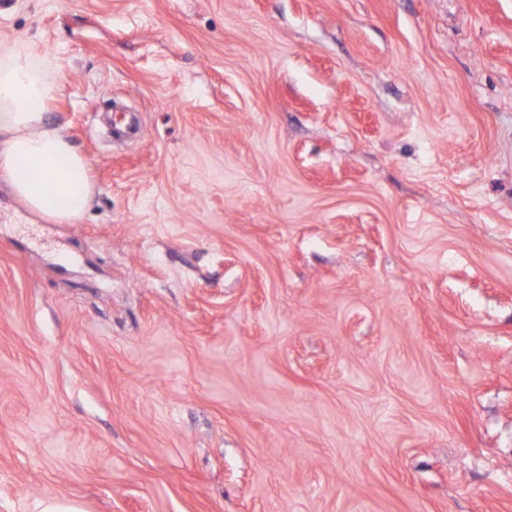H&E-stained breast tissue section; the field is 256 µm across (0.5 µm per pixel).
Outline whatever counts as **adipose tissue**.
I'll return each mask as SVG.
<instances>
[{"instance_id": "obj_1", "label": "adipose tissue", "mask_w": 512, "mask_h": 512, "mask_svg": "<svg viewBox=\"0 0 512 512\" xmlns=\"http://www.w3.org/2000/svg\"><path fill=\"white\" fill-rule=\"evenodd\" d=\"M57 91L36 44L0 39V179L31 210L73 224L96 186L85 157L49 121Z\"/></svg>"}]
</instances>
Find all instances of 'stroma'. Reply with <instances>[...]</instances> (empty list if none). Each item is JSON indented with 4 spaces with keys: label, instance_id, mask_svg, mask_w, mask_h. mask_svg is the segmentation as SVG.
<instances>
[{
    "label": "stroma",
    "instance_id": "35a3bbf8",
    "mask_svg": "<svg viewBox=\"0 0 512 512\" xmlns=\"http://www.w3.org/2000/svg\"><path fill=\"white\" fill-rule=\"evenodd\" d=\"M86 158L0 181V512H512V0H0ZM38 512H88V510L77 499L47 498L38 504Z\"/></svg>",
    "mask_w": 512,
    "mask_h": 512
}]
</instances>
